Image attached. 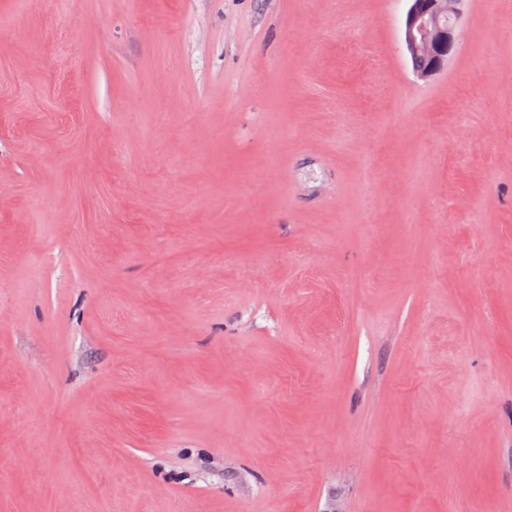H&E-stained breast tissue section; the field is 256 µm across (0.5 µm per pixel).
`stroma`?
I'll return each mask as SVG.
<instances>
[{"mask_svg": "<svg viewBox=\"0 0 512 512\" xmlns=\"http://www.w3.org/2000/svg\"><path fill=\"white\" fill-rule=\"evenodd\" d=\"M0 0V512H512V0ZM411 5L403 26V41L421 79L436 75L457 47V21L465 0H408ZM413 66L416 63L413 61Z\"/></svg>", "mask_w": 512, "mask_h": 512, "instance_id": "1", "label": "stroma"}]
</instances>
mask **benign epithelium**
<instances>
[{
    "instance_id": "1",
    "label": "benign epithelium",
    "mask_w": 512,
    "mask_h": 512,
    "mask_svg": "<svg viewBox=\"0 0 512 512\" xmlns=\"http://www.w3.org/2000/svg\"><path fill=\"white\" fill-rule=\"evenodd\" d=\"M403 26V41L418 77L429 79L448 63L457 47V21L465 0H410Z\"/></svg>"
}]
</instances>
